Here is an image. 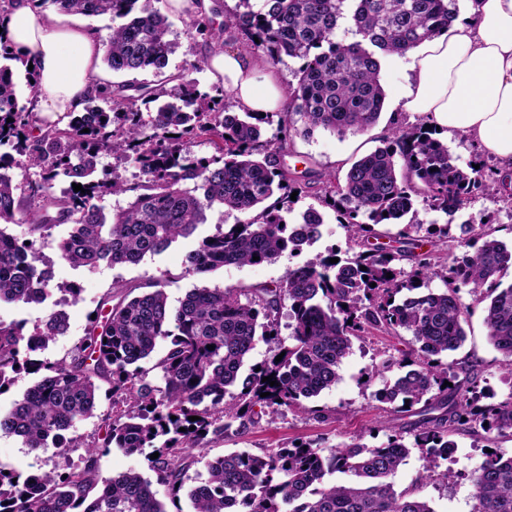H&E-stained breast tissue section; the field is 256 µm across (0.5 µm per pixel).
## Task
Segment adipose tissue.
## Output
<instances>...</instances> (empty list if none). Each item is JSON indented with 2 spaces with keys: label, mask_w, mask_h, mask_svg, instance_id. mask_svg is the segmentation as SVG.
Wrapping results in <instances>:
<instances>
[{
  "label": "adipose tissue",
  "mask_w": 512,
  "mask_h": 512,
  "mask_svg": "<svg viewBox=\"0 0 512 512\" xmlns=\"http://www.w3.org/2000/svg\"><path fill=\"white\" fill-rule=\"evenodd\" d=\"M0 35L33 66L37 87L28 108L38 120L55 123L82 111L103 89L102 41L72 17L45 16L37 0H14L0 16ZM407 57L404 110L473 137L512 180V0H476L473 16L456 19ZM210 65L241 110L283 111L288 86L262 54L229 47L212 54Z\"/></svg>",
  "instance_id": "obj_1"
}]
</instances>
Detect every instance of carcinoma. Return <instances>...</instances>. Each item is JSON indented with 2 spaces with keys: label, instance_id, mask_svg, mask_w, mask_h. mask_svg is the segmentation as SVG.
I'll return each instance as SVG.
<instances>
[{
  "label": "carcinoma",
  "instance_id": "obj_1",
  "mask_svg": "<svg viewBox=\"0 0 512 512\" xmlns=\"http://www.w3.org/2000/svg\"><path fill=\"white\" fill-rule=\"evenodd\" d=\"M51 2L61 13L120 20L105 44L104 62L114 72L161 70L175 52L158 0ZM248 2L242 0L246 10L225 16L224 27L273 65L286 57L299 62L284 111L263 117L234 111L223 89L212 96L171 78L154 88L108 87L89 97L65 127L37 126L19 105L8 65L18 57L0 46V148L16 153L6 166L0 154V222L6 223L0 226V303H28L39 292H51L40 254L7 232L19 211L32 237L46 238L53 228L69 225L58 259L88 271L103 263L137 265L163 252L193 234L216 205L241 218L185 255L187 274L301 255L324 219L313 207L301 213L298 228L283 216L292 212V192L302 191L299 180L313 178L311 170L298 174L281 162L286 140L316 128L342 136L375 125L385 102L379 57L406 53L448 29L457 14L453 0H261L256 10ZM342 23L355 40H336ZM162 98L144 120L138 104ZM264 125L276 126L279 137L262 139ZM201 138L214 154L191 151ZM103 152L119 160L135 156L143 181L130 184L115 168L98 171ZM13 168L21 170V180L10 173ZM32 169L38 170L37 182L28 178ZM61 175L84 192L52 194ZM319 181L323 205L336 212L353 241L375 236L377 224H404L395 252L372 247L332 263L338 258L333 251L288 266L276 285L194 288L175 308L160 279L132 298L113 288L75 353L54 362L31 355L67 333L65 313H49L31 331L0 320V394L22 373L45 371L11 408L0 410V434L21 438L31 451L51 440L61 453L84 449L83 466L65 475L53 469L24 475L0 462V512H167L140 473L100 476L98 456L112 448L126 455L148 448L159 453L149 460L157 483L176 501L186 496L191 512H233L235 505L239 512H435L414 493L394 488L392 478L411 450L427 462L421 479L450 481L453 471L436 468L457 448L456 430L512 436V394L498 400L474 370L461 379L441 361L465 341V289L488 302L489 340L512 362V284L500 281L512 266V246L492 236L487 224L471 221L460 226L461 254L437 270L433 251L419 252L436 243L412 237L414 225L404 223L419 198L433 211H459L498 183L497 169L459 166L436 130L421 122L393 129L344 178L326 174ZM106 194L129 201L107 213L97 204ZM404 257L416 260L408 273L396 267ZM430 275L443 278L448 288L421 290V280ZM285 305L291 323L282 338L278 318ZM371 328L406 331L417 344L418 360L404 363L406 371L395 379L383 377L388 361L375 371L382 377L375 392L379 402L395 412L424 404L409 431L412 445L404 431L389 425L387 443L379 447L326 449L306 442L264 455L203 453L233 423L243 427L261 419L255 407L277 412L332 388L352 338ZM260 339L274 344L273 354L248 367ZM161 342L167 348L154 365L161 372L159 386L143 363ZM270 375L274 386L262 381ZM446 381L452 386L442 387ZM102 395L109 408L100 415L97 437L85 442L67 436L75 421L96 415ZM199 463L203 471L189 475ZM333 472L349 480L324 484ZM467 478L472 512H512V457L494 450Z\"/></svg>",
  "mask_w": 512,
  "mask_h": 512
}]
</instances>
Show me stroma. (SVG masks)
Instances as JSON below:
<instances>
[{
	"mask_svg": "<svg viewBox=\"0 0 512 512\" xmlns=\"http://www.w3.org/2000/svg\"><path fill=\"white\" fill-rule=\"evenodd\" d=\"M159 7L168 16L170 37L177 44L163 72L158 74L145 70L128 74L107 69L103 72L106 83L131 82L153 87L161 82L163 76L174 74L198 84L200 89H210L213 82L209 75V53L216 39L228 43L236 40V33L220 31L221 15H206L200 25L194 27L190 24V15L171 9L167 0H161ZM380 79L386 99L374 126L364 132L342 137L321 129L305 137L297 135L289 142V151L304 159L314 174L333 172L341 177L354 161L381 146L391 129L416 124L417 115L403 111L400 106L406 79L404 65L397 63L392 56L381 57ZM416 209L418 235H425L427 231L445 224L450 227L449 237L440 238L434 249V259L440 264L447 263L449 254L454 253L452 239L458 236V226L465 221L486 219L493 236L506 242L512 240V204L504 202L497 190L476 199L453 215L429 210L421 203L417 204ZM237 218V213L224 211L220 207L213 208L208 211L206 222L199 225L193 236L178 239L162 253L145 256L136 265L112 267L103 264L93 271L76 269L59 261L57 240L66 234L67 228L63 225L56 227L52 238L35 242V248L44 262L55 269L57 289L52 293V301L40 305L1 303L0 319L34 326L52 310L53 300L60 298V286L79 284L82 289L79 301L64 306L69 321L67 334L50 342L47 349L38 355L39 360L52 362L71 355L85 334L90 314L112 287L133 288L150 278L161 279L166 281L169 302L175 307L195 287L247 290L280 282L290 264L285 256L274 263L225 266L197 276L185 273L183 259L186 253L194 249L203 237L219 233L225 225L235 223ZM464 328L466 340L460 349L448 354V361L474 366L479 377L487 382L498 398L511 395L512 364L488 341L484 304L470 302ZM415 350L416 344L408 332L371 329L363 339L354 341L352 351L341 367V379L336 386L323 391L316 398L304 401L302 408L269 413L262 416L256 425L230 431L223 440L207 444L205 451L212 457L233 451L260 455L273 448H289L309 441L318 442L324 448H342L353 443L370 447L381 445L386 441V433L382 429L384 422L391 420L408 429L417 416L412 412L392 413L385 404L376 401L374 393L380 388L381 382L371 378L370 373L375 365L384 360H399L403 356L414 355ZM454 439L458 448L453 460L440 462L439 468L458 472L456 481L448 484L440 481L419 482L424 461L415 451L396 473L393 479L395 490H413L415 495L428 501L435 512H471L473 489L466 478L467 473L480 466L487 449L495 448L504 455L512 456V436L499 437L483 432L474 435L462 431L455 434ZM80 456L77 450L61 454L53 448L35 453L28 451L16 436H0V461L25 474L51 468L65 472L79 465Z\"/></svg>",
	"mask_w": 512,
	"mask_h": 512,
	"instance_id": "stroma-1",
	"label": "stroma"
}]
</instances>
